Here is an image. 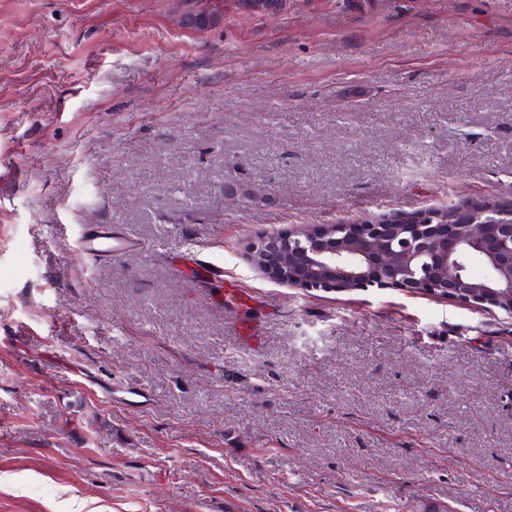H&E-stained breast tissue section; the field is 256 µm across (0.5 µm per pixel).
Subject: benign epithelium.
<instances>
[{
  "label": "benign epithelium",
  "mask_w": 512,
  "mask_h": 512,
  "mask_svg": "<svg viewBox=\"0 0 512 512\" xmlns=\"http://www.w3.org/2000/svg\"><path fill=\"white\" fill-rule=\"evenodd\" d=\"M512 202L472 200L443 216L406 224L393 217L321 224L272 234L251 246L255 265L271 278L306 291L397 288L428 292L459 304L512 317V212L489 221ZM479 256L488 274L466 283L465 259Z\"/></svg>",
  "instance_id": "1"
}]
</instances>
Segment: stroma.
I'll return each instance as SVG.
<instances>
[{
    "mask_svg": "<svg viewBox=\"0 0 512 512\" xmlns=\"http://www.w3.org/2000/svg\"><path fill=\"white\" fill-rule=\"evenodd\" d=\"M476 198L512 199V0L201 34L175 0H0V512H512V317L247 249ZM75 243L82 256L92 259L119 257L143 249L137 240L113 231L112 224L80 226Z\"/></svg>",
    "mask_w": 512,
    "mask_h": 512,
    "instance_id": "35a3bbf8",
    "label": "stroma"
}]
</instances>
